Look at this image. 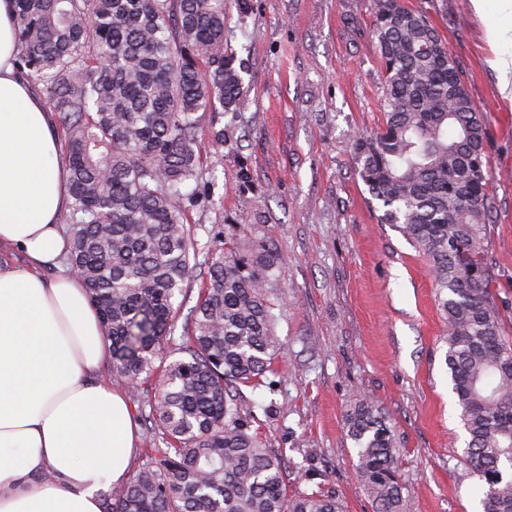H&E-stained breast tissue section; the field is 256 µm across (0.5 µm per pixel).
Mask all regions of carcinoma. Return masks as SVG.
I'll use <instances>...</instances> for the list:
<instances>
[{
	"mask_svg": "<svg viewBox=\"0 0 512 512\" xmlns=\"http://www.w3.org/2000/svg\"><path fill=\"white\" fill-rule=\"evenodd\" d=\"M17 67L59 119L70 171L69 270L111 342L112 374L149 413L137 471L103 512H341L323 492L288 497L284 464L241 403L277 353L278 255L212 232L199 112L230 111L243 65L224 46L227 0H15ZM384 67L383 121L353 135L358 173L382 220L433 266L450 371L483 512H512V343L487 262L485 121L431 20L372 0ZM199 297L182 326L188 285ZM355 475L374 512H402L394 426L358 399L345 414Z\"/></svg>",
	"mask_w": 512,
	"mask_h": 512,
	"instance_id": "carcinoma-1",
	"label": "carcinoma"
}]
</instances>
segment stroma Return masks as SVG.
I'll use <instances>...</instances> for the list:
<instances>
[{"mask_svg": "<svg viewBox=\"0 0 512 512\" xmlns=\"http://www.w3.org/2000/svg\"><path fill=\"white\" fill-rule=\"evenodd\" d=\"M425 13L484 114L488 263L503 333L512 338V103L471 0H405ZM224 35L246 66L224 132L207 153L220 209L191 220L246 249L276 248L280 345L255 401L256 426L285 468L288 496L335 495L343 512H372L354 475L344 413L362 396L395 425L405 512H482L466 463L468 434L445 364L433 271L372 199L354 161V132L382 120L384 73L370 0H231Z\"/></svg>", "mask_w": 512, "mask_h": 512, "instance_id": "obj_1", "label": "stroma"}]
</instances>
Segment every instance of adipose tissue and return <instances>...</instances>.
<instances>
[{"instance_id":"adipose-tissue-1","label":"adipose tissue","mask_w":512,"mask_h":512,"mask_svg":"<svg viewBox=\"0 0 512 512\" xmlns=\"http://www.w3.org/2000/svg\"><path fill=\"white\" fill-rule=\"evenodd\" d=\"M512 73V0H472ZM14 0H0V244L27 264H0V512H102L138 443L126 395L100 368L109 355L83 283L45 280L71 241L60 219L68 171L52 116L16 71Z\"/></svg>"}]
</instances>
